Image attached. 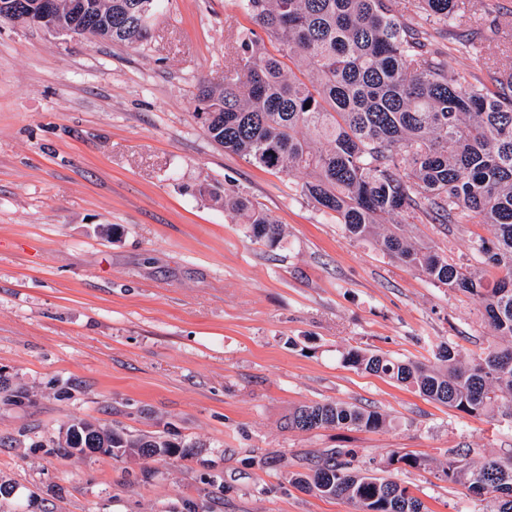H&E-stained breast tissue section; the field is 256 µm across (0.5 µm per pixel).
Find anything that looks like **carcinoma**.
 Masks as SVG:
<instances>
[{
	"mask_svg": "<svg viewBox=\"0 0 512 512\" xmlns=\"http://www.w3.org/2000/svg\"><path fill=\"white\" fill-rule=\"evenodd\" d=\"M166 0H112L110 41L140 46L150 35L133 25L132 9L153 16ZM252 28L238 37L234 63L218 86L199 82L195 117L208 138L249 164L289 175L304 170L301 193L356 237L382 249L431 281L477 297L494 335L512 339V80L489 69L484 79L453 69L430 47L431 34L409 23L398 0H240ZM425 22L467 23L466 0H414ZM310 108H305V105ZM199 196L238 215L253 236L274 245L282 228L251 199L202 184ZM438 224H488L494 241L477 252L501 271L489 284L469 267L417 248L396 232L392 217ZM343 361L415 388L427 399L470 416L512 418V343L492 344L469 361L448 345L424 363L352 348ZM385 417L347 402L305 404L288 427L378 430ZM195 455V445L161 436L136 439L77 421L64 450L119 458ZM421 467L393 453L386 467ZM448 481L494 498L492 512H512V455L479 464L448 456ZM293 483L339 497L357 512H424L398 482L361 472L331 453Z\"/></svg>",
	"mask_w": 512,
	"mask_h": 512,
	"instance_id": "carcinoma-1",
	"label": "carcinoma"
}]
</instances>
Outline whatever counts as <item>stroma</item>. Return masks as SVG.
<instances>
[{
  "label": "stroma",
  "mask_w": 512,
  "mask_h": 512,
  "mask_svg": "<svg viewBox=\"0 0 512 512\" xmlns=\"http://www.w3.org/2000/svg\"><path fill=\"white\" fill-rule=\"evenodd\" d=\"M499 32L456 69L512 76V0H472ZM246 20L237 0H168L142 46L0 22V512H353L297 488L332 451L392 478L425 512H491V495L444 479L450 450L512 454V420L469 416L343 361L359 347L432 360L496 338L481 302L349 235L300 191L305 173L257 168L211 143L195 117L200 80L221 84ZM249 197L284 229L276 246L197 193ZM449 262L498 277L473 248L487 224L394 218ZM343 401L384 415L366 431L287 426ZM75 419L195 443L188 459L67 457ZM424 466L392 469V453Z\"/></svg>",
  "instance_id": "1"
}]
</instances>
